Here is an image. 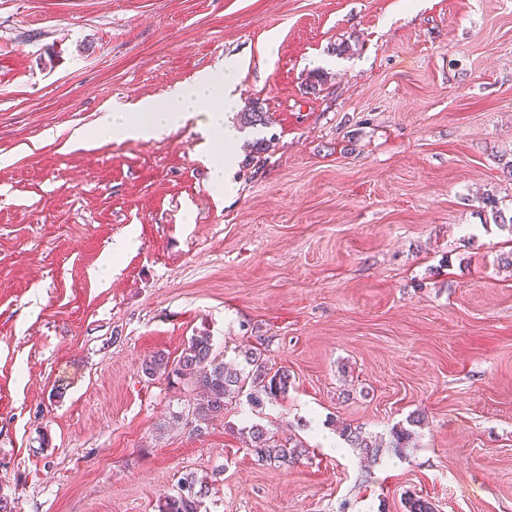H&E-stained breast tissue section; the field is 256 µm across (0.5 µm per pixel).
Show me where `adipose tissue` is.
Masks as SVG:
<instances>
[{
	"label": "adipose tissue",
	"mask_w": 512,
	"mask_h": 512,
	"mask_svg": "<svg viewBox=\"0 0 512 512\" xmlns=\"http://www.w3.org/2000/svg\"><path fill=\"white\" fill-rule=\"evenodd\" d=\"M240 62H225L223 68L203 71L193 82L174 88L159 98H143L126 108L105 113L99 134L119 139L150 140L171 132L197 117L205 129L214 131L227 146L240 134L226 118L237 98Z\"/></svg>",
	"instance_id": "ef3b65f1"
}]
</instances>
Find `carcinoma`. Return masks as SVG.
<instances>
[{
	"label": "carcinoma",
	"instance_id": "obj_1",
	"mask_svg": "<svg viewBox=\"0 0 512 512\" xmlns=\"http://www.w3.org/2000/svg\"><path fill=\"white\" fill-rule=\"evenodd\" d=\"M245 367L241 370L224 365L223 355L216 352L212 337L198 333L188 340L187 346L176 360L163 352L146 357L141 364L142 373L148 377L174 376L185 383L201 389V396L192 408L195 428L200 431L214 418L224 414L227 401L236 398L249 388V401L260 407L266 400H276L288 393L290 374L286 369L271 371L262 352L248 349L242 352ZM247 433L251 446L261 459L275 461L287 466L306 453L300 442L279 441L260 424L242 428ZM340 436L353 448H358L366 457L376 461L382 448L388 447L400 455L412 445L414 431L399 427L392 429L391 439L381 444L364 435L357 428L344 427ZM196 477L187 473L178 483V490L164 497L160 512H198L204 489L197 488Z\"/></svg>",
	"mask_w": 512,
	"mask_h": 512
}]
</instances>
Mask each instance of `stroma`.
<instances>
[{
    "label": "stroma",
    "mask_w": 512,
    "mask_h": 512,
    "mask_svg": "<svg viewBox=\"0 0 512 512\" xmlns=\"http://www.w3.org/2000/svg\"><path fill=\"white\" fill-rule=\"evenodd\" d=\"M230 58L235 195L196 122L97 136ZM511 251L512 0H0L9 512H159L187 472L200 512H512ZM200 332L287 394L193 434L141 363ZM416 416L400 457L339 435ZM254 423L305 455L259 460ZM340 436L348 442L352 448H359L366 457L376 461L381 455L384 445L372 440L371 437L365 436L360 429L344 427L340 432Z\"/></svg>",
    "instance_id": "stroma-1"
}]
</instances>
